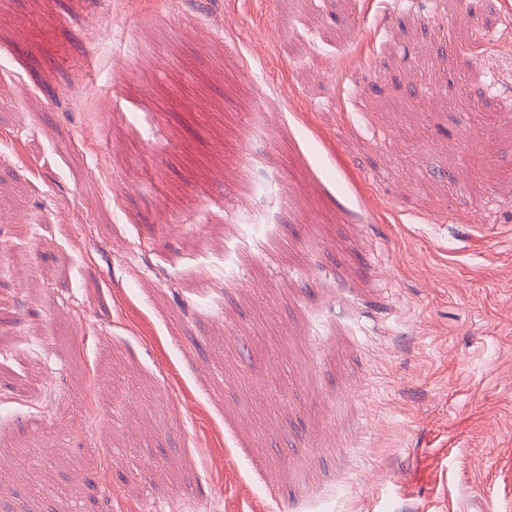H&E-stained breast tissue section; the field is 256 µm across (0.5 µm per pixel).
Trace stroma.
<instances>
[{
	"mask_svg": "<svg viewBox=\"0 0 512 512\" xmlns=\"http://www.w3.org/2000/svg\"><path fill=\"white\" fill-rule=\"evenodd\" d=\"M493 8L0 0V512H512Z\"/></svg>",
	"mask_w": 512,
	"mask_h": 512,
	"instance_id": "1",
	"label": "stroma"
}]
</instances>
